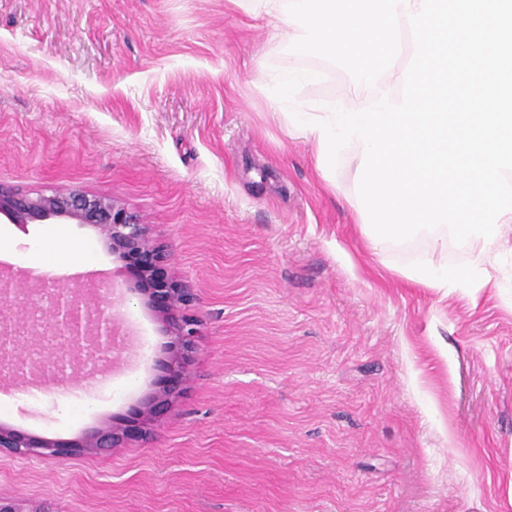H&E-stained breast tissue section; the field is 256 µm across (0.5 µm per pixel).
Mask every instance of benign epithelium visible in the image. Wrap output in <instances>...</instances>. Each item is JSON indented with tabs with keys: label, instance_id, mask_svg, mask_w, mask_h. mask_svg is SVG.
<instances>
[{
	"label": "benign epithelium",
	"instance_id": "7a95c632",
	"mask_svg": "<svg viewBox=\"0 0 512 512\" xmlns=\"http://www.w3.org/2000/svg\"><path fill=\"white\" fill-rule=\"evenodd\" d=\"M0 215L14 224L50 219L88 224L115 261L124 262L130 255L139 259L141 285L128 292L136 295L140 303L158 311L163 331L172 344L163 386L146 395L139 406L142 423L161 422L171 413L192 376L199 320L190 314L197 300L195 288L182 279L161 276L169 254L154 238L150 226L110 196L68 188L57 189L50 195H33L0 185ZM45 288L53 289V301L43 313L32 317L13 302V296L19 292L17 285L0 278V371H42L40 365L29 362L27 338L50 335L55 337L58 348V355L46 360L56 367L53 381L80 382L85 372L78 365L83 363L88 350L95 349L102 354L116 350L112 315L99 297L91 302L84 301L78 298L77 290L49 279ZM130 440L131 429L115 419H105L80 439L67 443L46 437L34 438L0 423V453L32 454L59 462L74 456L110 454L126 447ZM0 512L52 510L23 497L0 496Z\"/></svg>",
	"mask_w": 512,
	"mask_h": 512
}]
</instances>
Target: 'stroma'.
Listing matches in <instances>:
<instances>
[{
  "label": "stroma",
  "instance_id": "stroma-1",
  "mask_svg": "<svg viewBox=\"0 0 512 512\" xmlns=\"http://www.w3.org/2000/svg\"><path fill=\"white\" fill-rule=\"evenodd\" d=\"M354 87L227 0H0V184L120 200L201 322L152 440L2 454L0 496L52 512H512V232L493 250L499 287L410 281L430 232L374 245L349 156L322 174L297 130ZM0 237L7 272L42 258L98 292L137 280L84 224L0 216ZM122 313L138 363L78 402L41 392L34 415L0 379V423L59 441L137 424L169 338L137 300Z\"/></svg>",
  "mask_w": 512,
  "mask_h": 512
}]
</instances>
